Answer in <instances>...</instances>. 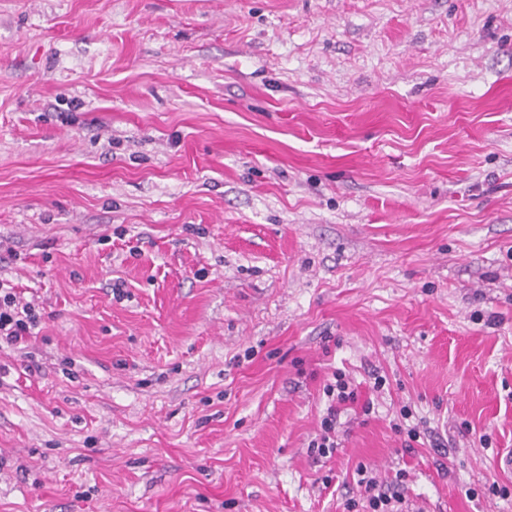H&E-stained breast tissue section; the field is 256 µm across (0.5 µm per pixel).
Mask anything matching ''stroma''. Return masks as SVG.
I'll return each instance as SVG.
<instances>
[{
    "label": "stroma",
    "mask_w": 512,
    "mask_h": 512,
    "mask_svg": "<svg viewBox=\"0 0 512 512\" xmlns=\"http://www.w3.org/2000/svg\"><path fill=\"white\" fill-rule=\"evenodd\" d=\"M0 278V512H512V0H0ZM16 289L0 279V349L24 350L40 322L35 306L23 303ZM334 383L330 382L324 386V393L328 398L329 405L327 413L321 420V430L308 444L310 455L315 458H326L332 456L340 443L336 427L341 413L340 406L354 404L358 400V393L345 374L340 371L333 373ZM357 474L361 476L358 483L364 486V496L359 501L349 499L346 502L347 512H395L397 504L404 499L398 489L383 487L375 477L370 476L367 468L358 467ZM362 510H358V508Z\"/></svg>",
    "instance_id": "35a3bbf8"
}]
</instances>
